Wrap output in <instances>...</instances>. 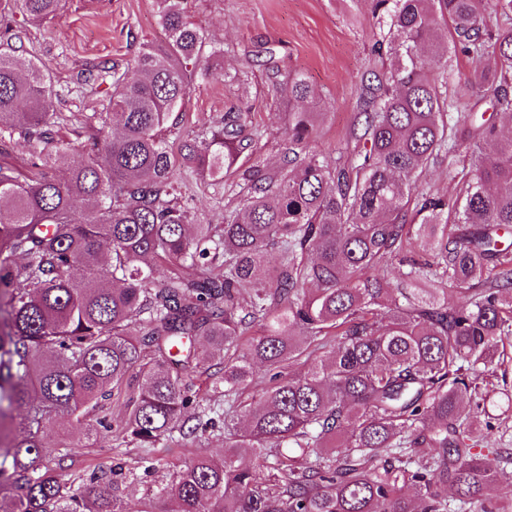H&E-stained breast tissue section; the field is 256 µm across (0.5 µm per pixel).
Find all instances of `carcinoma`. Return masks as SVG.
Segmentation results:
<instances>
[{
	"label": "carcinoma",
	"instance_id": "obj_1",
	"mask_svg": "<svg viewBox=\"0 0 512 512\" xmlns=\"http://www.w3.org/2000/svg\"><path fill=\"white\" fill-rule=\"evenodd\" d=\"M15 2L39 25L64 0ZM156 3L167 40L142 46L122 72L88 71L87 83L112 76V109L83 114L92 134L63 181L52 173L67 144L49 69L0 43V144L24 141L30 166L25 175L0 163V421L20 430L0 433V512H125L133 468L65 481L73 446L45 436L56 417L80 419L130 378L117 444L224 434L223 458L194 456L142 512H450V486L463 512H512V495L495 494L498 458L471 444L483 422L467 405L477 366L512 335V251L500 241L512 228V134H501L512 126V30L489 29L485 0H373L371 54L388 65L361 80L354 149L334 159L311 150L321 113L290 109L271 171L241 109L174 156L162 131L189 93L187 66L212 76L217 52L205 54L181 0ZM442 24L448 49L488 59L451 101L428 67ZM274 93L315 90L288 73ZM475 93L501 123L459 125ZM465 142L475 169L465 189L419 191L443 158L456 177ZM181 165L236 175L240 201L224 223H193L175 193ZM450 216L461 234L448 232ZM424 235L429 256L409 260L406 287L393 284L388 262ZM301 361L309 368L296 374ZM190 365L219 367L224 415L200 404ZM259 365L268 384L245 403ZM241 448L253 464L239 463Z\"/></svg>",
	"mask_w": 512,
	"mask_h": 512
}]
</instances>
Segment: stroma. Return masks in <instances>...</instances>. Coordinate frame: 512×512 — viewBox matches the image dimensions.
Here are the masks:
<instances>
[{
	"label": "stroma",
	"instance_id": "obj_1",
	"mask_svg": "<svg viewBox=\"0 0 512 512\" xmlns=\"http://www.w3.org/2000/svg\"><path fill=\"white\" fill-rule=\"evenodd\" d=\"M183 8L208 46L221 54L217 75H193L188 95L166 125L163 135L172 149H179L188 133L209 128L236 106L250 112L262 132L258 154L268 168H278L288 103L271 90L272 62L297 72L315 88L322 113L316 150L332 155L349 143L357 88L373 66L371 0H184ZM9 31L22 37L20 59H38L51 71L60 93L57 110L65 120L59 134L66 140L83 133V113L109 106V84L84 83L85 70L102 63L126 66L141 45L165 39L155 0H107L103 6L97 0H66L64 9L39 27L25 20L13 0H0V38ZM235 72L246 73V81H225V74ZM175 189L188 200L199 224L223 223L225 204L237 202V188L228 178L214 182L191 173ZM491 381L479 401L481 417L489 424L479 445L499 449L503 469L512 476V336L498 348ZM46 442L52 448L75 445L73 462L62 472L66 478L107 471L118 462L132 464L142 454L132 446L114 447L111 432L103 429L86 437L82 424L65 417L48 429ZM200 451L222 456L223 437L211 432L185 446L155 448L157 468L131 486L127 512H139L146 492L168 481L174 466Z\"/></svg>",
	"mask_w": 512,
	"mask_h": 512
}]
</instances>
